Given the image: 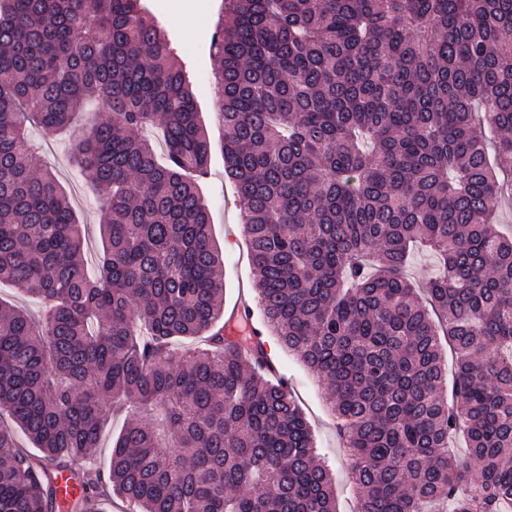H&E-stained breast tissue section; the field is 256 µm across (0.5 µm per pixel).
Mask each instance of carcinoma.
Listing matches in <instances>:
<instances>
[{
    "label": "carcinoma",
    "instance_id": "carcinoma-1",
    "mask_svg": "<svg viewBox=\"0 0 512 512\" xmlns=\"http://www.w3.org/2000/svg\"><path fill=\"white\" fill-rule=\"evenodd\" d=\"M211 52L262 321L326 385L357 512H512V0H224ZM89 102L111 113L73 145L95 273L28 135ZM210 152L142 0H0V283L44 307L0 301V512H54L65 470L66 512H337L253 314L224 319ZM414 242L440 262L420 289ZM111 404L130 414L102 475Z\"/></svg>",
    "mask_w": 512,
    "mask_h": 512
}]
</instances>
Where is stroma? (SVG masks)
Listing matches in <instances>:
<instances>
[{
  "instance_id": "35a3bbf8",
  "label": "stroma",
  "mask_w": 512,
  "mask_h": 512,
  "mask_svg": "<svg viewBox=\"0 0 512 512\" xmlns=\"http://www.w3.org/2000/svg\"><path fill=\"white\" fill-rule=\"evenodd\" d=\"M150 12L164 25L175 55L187 68L200 117L211 143V162L200 188L211 212L213 239L224 255V309L232 311L240 299H252L253 273L249 247L241 224L236 193L224 173V130L214 109L218 98L214 60L210 46L219 20L221 0H146ZM34 140L47 166L53 168L82 221L84 261L96 269L102 249L100 200L91 193L70 160L68 136L34 130ZM262 341L271 362L304 409L317 439V446L335 478L338 512H354L355 498L349 484L350 460L339 441L334 419L326 403L323 384L291 355L274 336Z\"/></svg>"
}]
</instances>
